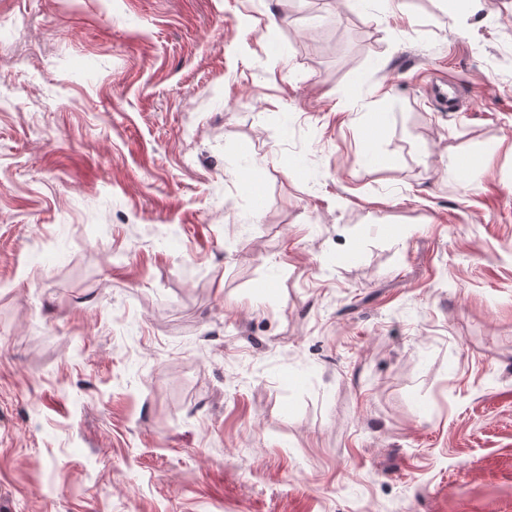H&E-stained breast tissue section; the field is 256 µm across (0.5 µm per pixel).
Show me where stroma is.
Returning a JSON list of instances; mask_svg holds the SVG:
<instances>
[{
    "label": "stroma",
    "mask_w": 512,
    "mask_h": 512,
    "mask_svg": "<svg viewBox=\"0 0 512 512\" xmlns=\"http://www.w3.org/2000/svg\"><path fill=\"white\" fill-rule=\"evenodd\" d=\"M0 512H512V0H0Z\"/></svg>",
    "instance_id": "stroma-1"
}]
</instances>
